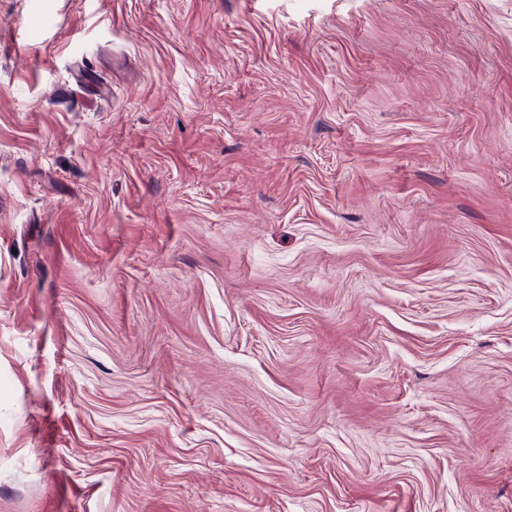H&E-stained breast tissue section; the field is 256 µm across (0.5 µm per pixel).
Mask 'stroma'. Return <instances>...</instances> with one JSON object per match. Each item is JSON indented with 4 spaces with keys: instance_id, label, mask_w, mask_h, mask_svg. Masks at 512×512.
I'll return each instance as SVG.
<instances>
[{
    "instance_id": "1",
    "label": "stroma",
    "mask_w": 512,
    "mask_h": 512,
    "mask_svg": "<svg viewBox=\"0 0 512 512\" xmlns=\"http://www.w3.org/2000/svg\"><path fill=\"white\" fill-rule=\"evenodd\" d=\"M0 512H512V0H0Z\"/></svg>"
}]
</instances>
